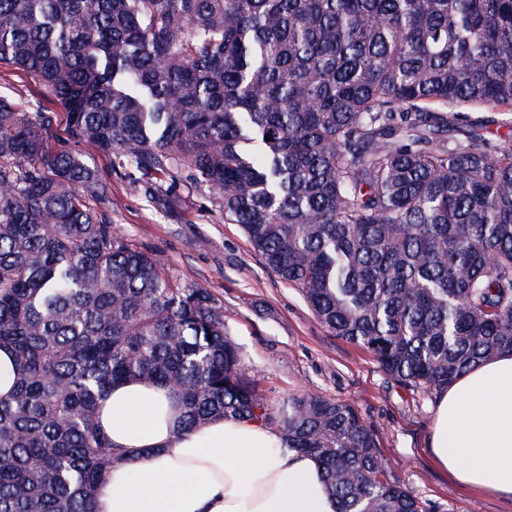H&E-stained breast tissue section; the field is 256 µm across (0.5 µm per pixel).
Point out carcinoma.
I'll list each match as a JSON object with an SVG mask.
<instances>
[{
	"instance_id": "cac0c4a2",
	"label": "carcinoma",
	"mask_w": 512,
	"mask_h": 512,
	"mask_svg": "<svg viewBox=\"0 0 512 512\" xmlns=\"http://www.w3.org/2000/svg\"><path fill=\"white\" fill-rule=\"evenodd\" d=\"M132 177L183 167L334 336L443 390L512 353V0H0V62ZM53 117L0 95V512H93L126 451L113 385L173 389L186 429L254 420L316 457L336 512H424L343 402L268 400L224 305L114 235Z\"/></svg>"
}]
</instances>
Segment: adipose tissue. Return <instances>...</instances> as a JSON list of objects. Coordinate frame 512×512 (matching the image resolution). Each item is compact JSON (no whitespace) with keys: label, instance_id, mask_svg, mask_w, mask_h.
Listing matches in <instances>:
<instances>
[{"label":"adipose tissue","instance_id":"1","mask_svg":"<svg viewBox=\"0 0 512 512\" xmlns=\"http://www.w3.org/2000/svg\"><path fill=\"white\" fill-rule=\"evenodd\" d=\"M99 421L127 460L101 479L94 512H335L315 459L253 422L182 429L166 388L112 387ZM429 450L455 482L512 494L511 355L482 363L441 394Z\"/></svg>","mask_w":512,"mask_h":512}]
</instances>
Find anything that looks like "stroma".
Here are the masks:
<instances>
[{
    "instance_id": "1",
    "label": "stroma",
    "mask_w": 512,
    "mask_h": 512,
    "mask_svg": "<svg viewBox=\"0 0 512 512\" xmlns=\"http://www.w3.org/2000/svg\"><path fill=\"white\" fill-rule=\"evenodd\" d=\"M0 94L26 112L56 117L53 150L78 155L95 168L115 234L157 254L172 277L208 289L224 306V323L242 353L246 373L260 375L271 402L313 394L351 404L378 435L382 464L426 512H512V496L478 493L452 482L429 452L438 392L404 386L360 348L333 336L300 291L270 272L240 225L227 221L213 194L188 172L133 182L112 155L65 133V113L39 82L0 64Z\"/></svg>"
}]
</instances>
